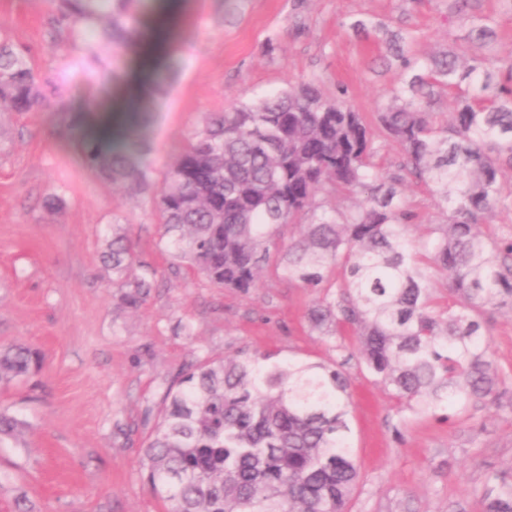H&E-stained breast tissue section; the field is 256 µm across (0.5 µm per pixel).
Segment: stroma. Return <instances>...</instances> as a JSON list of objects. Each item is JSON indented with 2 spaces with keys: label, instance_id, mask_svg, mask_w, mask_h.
Returning <instances> with one entry per match:
<instances>
[{
  "label": "stroma",
  "instance_id": "stroma-1",
  "mask_svg": "<svg viewBox=\"0 0 512 512\" xmlns=\"http://www.w3.org/2000/svg\"><path fill=\"white\" fill-rule=\"evenodd\" d=\"M141 0V31L164 24L162 63L137 75L130 55L113 59V79L88 86L100 113L123 111L136 79L169 75L142 125L155 183H162L205 113L223 112L304 81L343 98L368 121L399 76L385 32L413 33L415 57L470 44L455 0ZM493 15L488 63L512 55V8L468 0ZM50 0H0V30L29 48L49 107L0 113V346L41 350L40 372L0 386V407L25 419L19 442L0 445V512L25 494L36 512H165L141 477L143 447L175 377L206 358L240 354L324 361L352 380L351 442L360 478L349 512H483L486 476H512V409L484 408L440 422L417 416L362 370L353 340L333 348L305 315L315 297L275 265L244 295L215 287L163 252L151 195L132 197L99 180L61 135L64 112L81 100L60 69L94 32L52 36ZM367 24L356 31L355 21ZM403 200L420 242L446 221L435 197L405 177ZM63 194L54 217L45 197ZM138 262L155 270L135 308L112 284L101 254L114 228Z\"/></svg>",
  "mask_w": 512,
  "mask_h": 512
}]
</instances>
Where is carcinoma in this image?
Returning <instances> with one entry per match:
<instances>
[{"mask_svg":"<svg viewBox=\"0 0 512 512\" xmlns=\"http://www.w3.org/2000/svg\"><path fill=\"white\" fill-rule=\"evenodd\" d=\"M138 0H54V25L78 36L94 29L109 51H127L140 33ZM479 46L495 35L489 15L467 17ZM394 57L400 74L377 113L397 142L402 168L438 197L448 223L419 245L408 232L398 174L376 166L375 134L363 113L326 98L313 81L207 113L186 139L159 188L143 160L135 126L117 143L88 134L87 109L71 112L60 133L73 138L94 174L131 196L156 191L160 242L209 283L246 294L275 246L288 280L318 292L306 319L324 336H350L365 369L403 406L449 422L501 401L509 374L499 368L484 327L488 309L512 313V227L483 226L512 209V55L488 68L464 49L423 59ZM75 79L105 81L112 62L88 53ZM456 100L442 126L436 95ZM29 50L0 35V112L46 106ZM360 196L354 210L317 213L316 196ZM305 232L275 242L276 230L304 219ZM103 264L142 304L154 272L126 278L137 263L130 239L113 235ZM343 264L341 287L325 269ZM448 280V301L431 288V270ZM27 346L0 347V383L42 365ZM351 379L336 365L277 362L273 355L202 360L167 388L160 420L144 448L142 477L168 512H347L359 480L350 441ZM26 423L0 410V443ZM484 512H512V483L491 475Z\"/></svg>","mask_w":512,"mask_h":512,"instance_id":"obj_1","label":"carcinoma"}]
</instances>
